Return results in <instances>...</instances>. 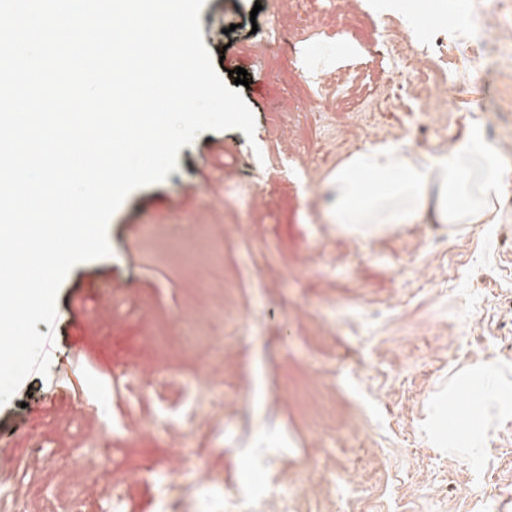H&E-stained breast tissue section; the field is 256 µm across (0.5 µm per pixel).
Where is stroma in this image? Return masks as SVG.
<instances>
[{
  "mask_svg": "<svg viewBox=\"0 0 512 512\" xmlns=\"http://www.w3.org/2000/svg\"><path fill=\"white\" fill-rule=\"evenodd\" d=\"M288 0H205L217 71L247 70L241 95L255 120L205 131L178 154L166 180L130 192L107 230L109 256L63 280L53 324L38 323L72 364L31 373L0 403L13 437L0 465V512H69L58 487L81 474L82 512L112 492L98 476L133 449L162 461L163 484L139 482L122 512H225L199 489L205 472L240 499V512H512V417H495L480 448L433 443L432 417L448 418L451 383L493 362L512 383V193L494 224L449 233L412 224L375 239L337 233L325 217V183L365 144L392 141L412 113L382 85L392 61L377 48L380 17L366 0L342 11L310 6L321 43L311 68L344 67L346 88H315L294 52H261L259 29ZM231 25L219 33V24ZM354 45H347L345 35ZM484 86L460 67L491 113L469 112L449 85L448 109L422 119L418 150L492 125L512 153V50ZM373 103L375 113L365 112ZM236 148L214 153L215 141ZM253 185L255 209L225 195L224 180ZM84 297L95 330L76 331L70 301ZM68 385L50 411L38 404ZM85 403V413L71 411Z\"/></svg>",
  "mask_w": 512,
  "mask_h": 512,
  "instance_id": "obj_1",
  "label": "stroma"
}]
</instances>
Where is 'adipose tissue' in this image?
I'll use <instances>...</instances> for the list:
<instances>
[{
    "instance_id": "adipose-tissue-1",
    "label": "adipose tissue",
    "mask_w": 512,
    "mask_h": 512,
    "mask_svg": "<svg viewBox=\"0 0 512 512\" xmlns=\"http://www.w3.org/2000/svg\"><path fill=\"white\" fill-rule=\"evenodd\" d=\"M506 171L496 146L473 133L431 155L403 143H376L355 151L331 176L330 217L338 233L370 239L404 224H492ZM512 414V392L497 387L474 401L456 404L455 428L444 431L449 446L468 447L488 437L491 405Z\"/></svg>"
}]
</instances>
